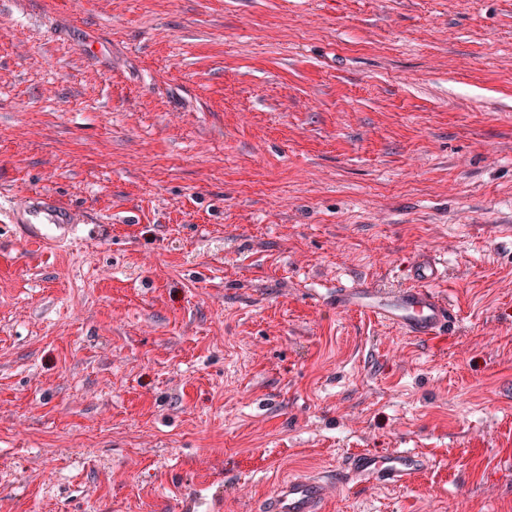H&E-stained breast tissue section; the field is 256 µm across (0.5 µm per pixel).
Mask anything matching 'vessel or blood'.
Returning a JSON list of instances; mask_svg holds the SVG:
<instances>
[{
  "mask_svg": "<svg viewBox=\"0 0 512 512\" xmlns=\"http://www.w3.org/2000/svg\"><path fill=\"white\" fill-rule=\"evenodd\" d=\"M6 210L11 223L26 225L34 242L76 238L84 222L79 211L52 195H24L10 200ZM445 276L446 269L439 260L426 257L414 266L411 286L340 288L331 301L337 309L371 313L407 335L430 342L456 319L450 301L435 289ZM426 465V457L409 450L385 458L360 452L336 470L282 482L260 512H326L328 499L340 484H402Z\"/></svg>",
  "mask_w": 512,
  "mask_h": 512,
  "instance_id": "vessel-or-blood-1",
  "label": "vessel or blood"
}]
</instances>
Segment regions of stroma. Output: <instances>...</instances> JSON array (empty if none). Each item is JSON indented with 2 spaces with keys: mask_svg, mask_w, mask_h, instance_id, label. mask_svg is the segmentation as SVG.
Returning <instances> with one entry per match:
<instances>
[{
  "mask_svg": "<svg viewBox=\"0 0 512 512\" xmlns=\"http://www.w3.org/2000/svg\"><path fill=\"white\" fill-rule=\"evenodd\" d=\"M0 512H512V0H0ZM425 342L324 299L423 255ZM12 224H25L34 242L70 240L78 236L83 215L52 195H22L6 207ZM423 455L401 450L381 458L360 452L336 469L318 475L289 478L260 506V512H325L336 486L345 483L394 485L410 481L427 466Z\"/></svg>",
  "mask_w": 512,
  "mask_h": 512,
  "instance_id": "obj_1",
  "label": "stroma"
}]
</instances>
